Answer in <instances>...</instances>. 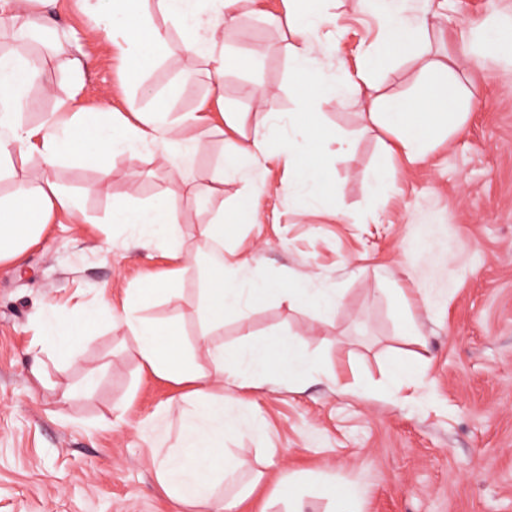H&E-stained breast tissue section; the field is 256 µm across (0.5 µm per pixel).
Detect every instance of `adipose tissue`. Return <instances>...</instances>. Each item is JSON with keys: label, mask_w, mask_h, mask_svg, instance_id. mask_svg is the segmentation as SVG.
<instances>
[{"label": "adipose tissue", "mask_w": 512, "mask_h": 512, "mask_svg": "<svg viewBox=\"0 0 512 512\" xmlns=\"http://www.w3.org/2000/svg\"><path fill=\"white\" fill-rule=\"evenodd\" d=\"M38 9H31V2ZM239 0H156L157 9L177 21L182 30L183 50L187 58L207 57L215 75H223L232 61L231 55L218 50L214 33L233 39L242 28ZM326 0H284V11L275 23L296 37L288 50L290 74L296 87L298 108L281 115L272 108L265 93L255 95L259 109L266 116L252 134H244L241 113L225 111L221 119L228 131L224 152L216 161L207 194L220 195L228 181L250 182L253 198L265 192L258 182L269 158V141L280 122H287L288 136L282 141V152L291 172V187L309 204H317L329 188L333 163L346 161L351 145L344 138H332L321 120L319 103L325 95L337 101L347 97L363 98L369 119L397 138L409 161L423 159L431 148L425 130L441 137L461 132L467 119L468 99L448 83L451 67L447 62L433 64L441 73L439 81L428 84L424 96L416 101L380 95L367 79H344L332 71L327 60L336 51L335 42L324 45V58L313 54V41L328 23ZM50 0H0V26L12 25L17 34L29 36L47 29L49 18L44 8ZM144 0H85L87 10L103 25L108 43L118 45L131 59V71L143 73L150 68L166 45V32L147 19ZM356 9L377 16L391 43L403 48L416 44L424 23L406 20V0H354ZM40 77L36 66L23 63L10 53L0 54V176L10 168L14 157L40 156L43 185L34 189L26 183H15L8 196L0 198V262L19 260L42 227L52 223L56 212L78 216L76 200L63 193L52 176L64 153H76L96 166L101 180H109L112 155H137L152 151L157 145L169 149L168 160L174 167L194 164L201 136L208 127L207 113L193 112L185 123L190 128L182 136L168 120L164 101L138 110L133 118L108 113L97 121L86 112H64L30 126L19 121L25 109L26 84ZM335 139L334 158H327L324 143ZM116 224H126L138 234L165 249L178 261L182 253L175 213L165 200H157L143 208L122 209L112 214ZM224 217L216 215L200 236L203 246L205 278L200 306L208 324L223 322L226 312H244L261 303L267 296H277L288 305L303 304L319 312H329L340 304L342 296L335 285L308 278L300 281L270 283L254 280L239 282L235 274L240 262L230 261L224 254ZM152 286L128 289L121 305L101 300L97 309L86 313V327H94L98 314H111L114 322L126 327L137 340V353L142 366L152 374L193 387L191 409L178 444L156 461L157 481L175 503L192 512H239L241 499L216 500L218 484H235L238 462L225 446L226 438L240 430L259 436L263 423L253 417L234 413L224 396L225 386L248 387L275 375H287L307 382L325 375L326 369L309 353L301 339L288 336L262 338L245 333L241 346L234 352L223 347L207 349V361L189 362L174 339L164 336L156 323L140 316L145 298Z\"/></svg>", "instance_id": "obj_1"}]
</instances>
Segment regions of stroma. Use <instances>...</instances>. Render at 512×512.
I'll list each match as a JSON object with an SVG mask.
<instances>
[{
  "mask_svg": "<svg viewBox=\"0 0 512 512\" xmlns=\"http://www.w3.org/2000/svg\"><path fill=\"white\" fill-rule=\"evenodd\" d=\"M256 8L234 45L245 64L220 79L206 60L187 64L180 31L152 12L168 42L135 80L81 0H54L52 38L33 37L43 47L41 79L26 87L21 120L36 125L73 109L128 117L158 96L175 120L204 106L244 112L251 126L264 118L252 99L257 88L277 112L295 111L288 62L295 38L272 21L282 0H258ZM332 14L339 44L332 68L357 76L383 25L349 0H338ZM406 14L425 22L426 41L392 48L374 78L382 94L414 100L432 62L451 59L472 102L463 132L436 143L423 161L388 158L380 146L386 133L363 103L325 100L323 123L352 143L336 167L332 198L303 207L276 157L266 164L267 190L251 223L224 227V246L245 261V279L335 283L343 297L336 310L291 309L272 298L204 328L199 232L218 209L247 203L250 188L236 181L223 196L205 194L224 149L219 131L203 138L194 167L180 173L150 153L111 159L106 183L88 163L57 168V185L81 205L78 223L58 215L20 262L0 263V512H184L160 489L152 454L177 444L189 385L144 371L135 337L111 316L73 362L37 344L34 329L46 306L68 317L79 302L90 306L103 295L118 302L170 267L162 248L112 221L116 206L159 198L180 222L185 272L174 290L144 303V318L178 325L184 348L200 360L203 335L230 350L246 330L296 333L361 390L340 395L325 377L301 388L280 376L232 389L245 402L243 415L266 424L263 438L244 432L228 442L241 483L256 485L244 512L262 501L268 512H288L287 499L272 494L276 481L314 472L359 484L361 512H512V51L467 38L470 27L512 20V0H407ZM380 166L396 174L397 192L386 200L366 189ZM399 288L412 302L419 338L399 333ZM417 351L428 365L395 392L390 365ZM92 370L98 383L82 391Z\"/></svg>",
  "mask_w": 512,
  "mask_h": 512,
  "instance_id": "1",
  "label": "stroma"
}]
</instances>
